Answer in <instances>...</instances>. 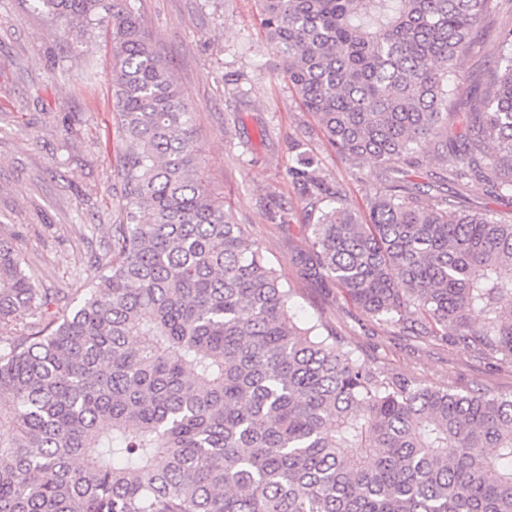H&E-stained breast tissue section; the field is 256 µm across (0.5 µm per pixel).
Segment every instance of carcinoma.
<instances>
[{"instance_id":"1","label":"carcinoma","mask_w":512,"mask_h":512,"mask_svg":"<svg viewBox=\"0 0 512 512\" xmlns=\"http://www.w3.org/2000/svg\"><path fill=\"white\" fill-rule=\"evenodd\" d=\"M105 27L122 145L108 273L50 303L0 233V512H512V395L389 376L319 326L205 185L192 108L127 0H34ZM364 217L296 143L305 273L368 317L512 360V224L425 200L402 166L512 195V27L448 136L457 65L503 0H257ZM454 449L448 457V449Z\"/></svg>"}]
</instances>
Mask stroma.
<instances>
[{
  "label": "stroma",
  "instance_id": "35a3bbf8",
  "mask_svg": "<svg viewBox=\"0 0 512 512\" xmlns=\"http://www.w3.org/2000/svg\"><path fill=\"white\" fill-rule=\"evenodd\" d=\"M159 53L171 64L194 111L201 170L262 254L295 291L302 325L324 324L357 356L390 375L451 389L512 394V362L482 358L461 344L409 336L368 318L330 282L306 275L299 256L310 243L301 225L320 211L288 175L291 146L302 142L322 177L356 207L383 186L377 163L337 155L301 109L284 62L264 38L255 0H130ZM501 10L482 25L463 58L459 115L468 111L497 57ZM112 60L105 29L70 31L34 0H0V226L16 237L23 266L41 290L81 298L106 274L112 234V172L121 152L112 124ZM458 117L453 132L462 129ZM465 206L512 221V196L484 183L455 187Z\"/></svg>",
  "mask_w": 512,
  "mask_h": 512
}]
</instances>
